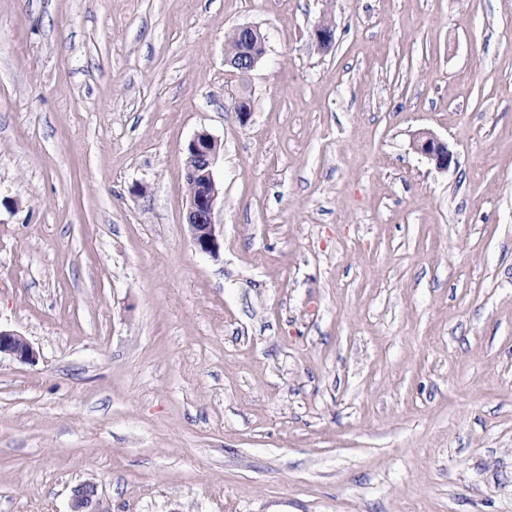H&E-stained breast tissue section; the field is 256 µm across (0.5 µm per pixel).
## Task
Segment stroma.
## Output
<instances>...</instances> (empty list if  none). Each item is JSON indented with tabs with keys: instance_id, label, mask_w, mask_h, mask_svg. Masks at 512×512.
Here are the masks:
<instances>
[{
	"instance_id": "stroma-1",
	"label": "stroma",
	"mask_w": 512,
	"mask_h": 512,
	"mask_svg": "<svg viewBox=\"0 0 512 512\" xmlns=\"http://www.w3.org/2000/svg\"><path fill=\"white\" fill-rule=\"evenodd\" d=\"M0 327V512H512V0H0ZM237 29L243 37V42H250L251 37L259 33V30L251 25H239ZM239 33L233 29L228 34L225 42V51L233 52L241 47L242 40ZM264 54V51L257 53L254 49L241 47L235 55L226 53L225 62L234 70L246 73L255 69ZM220 141L208 130L195 133L187 145L188 206L186 224L196 251L216 256L220 249L219 234L214 223V210L220 196L214 166L219 156ZM200 182V185L197 183ZM413 148L417 153L434 162L438 169H448L455 161L454 153L449 149L447 142L429 130H422L415 135ZM7 355L22 363H33L37 353L25 336L0 327V358ZM97 497V486L93 482H86L73 489L70 511L68 512H96L93 508Z\"/></svg>"
}]
</instances>
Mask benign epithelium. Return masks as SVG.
Segmentation results:
<instances>
[{
  "mask_svg": "<svg viewBox=\"0 0 512 512\" xmlns=\"http://www.w3.org/2000/svg\"><path fill=\"white\" fill-rule=\"evenodd\" d=\"M334 27L320 21L313 30L317 46L328 49L334 42ZM264 53L242 47L237 54L225 55V62L236 71L246 73L255 69ZM220 141L208 130L197 131L187 145V184L193 185L188 192L186 224L191 242L196 251L215 256L220 249L219 234L214 223V210L220 196L215 179L214 166L219 156ZM414 150L445 170L454 162V153L448 143L429 130L418 132L413 139ZM7 355L22 363H32L37 353L25 336L0 329V356ZM97 497V485L86 482L73 489L70 512H95L93 505Z\"/></svg>",
  "mask_w": 512,
  "mask_h": 512,
  "instance_id": "7a95c632",
  "label": "benign epithelium"
}]
</instances>
